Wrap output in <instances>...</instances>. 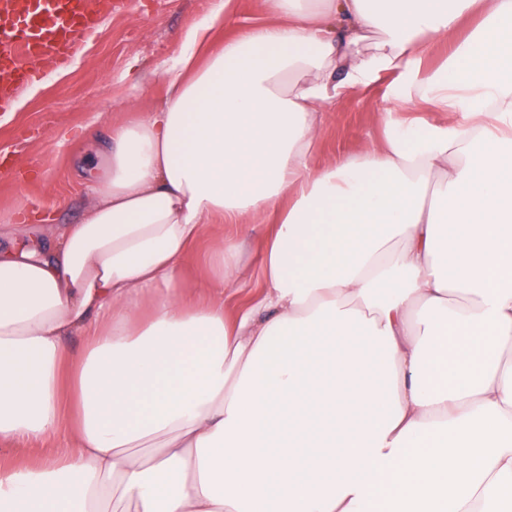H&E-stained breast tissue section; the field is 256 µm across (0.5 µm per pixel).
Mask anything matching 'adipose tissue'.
Segmentation results:
<instances>
[{
	"label": "adipose tissue",
	"instance_id": "ef3b65f1",
	"mask_svg": "<svg viewBox=\"0 0 512 512\" xmlns=\"http://www.w3.org/2000/svg\"><path fill=\"white\" fill-rule=\"evenodd\" d=\"M192 27L91 214L0 254V512H491L512 502V0H263ZM448 55L426 64L432 38ZM404 119L314 164L328 106ZM273 221L226 315L239 240ZM82 337L81 353L62 341ZM231 12L225 18L222 26H217L213 35L217 41H223L224 36H230L246 26L262 21L275 22L276 18L267 16L261 0H233ZM214 223L204 224L199 248L185 260L182 288H186L185 291L187 292L197 293L201 280L208 275L206 256L209 254L211 247L223 237H237L239 240L245 241L249 250L245 271L246 279L249 278L253 290L261 288L258 277L259 249L267 228V219L264 216H256L248 224L234 226Z\"/></svg>",
	"mask_w": 512,
	"mask_h": 512
}]
</instances>
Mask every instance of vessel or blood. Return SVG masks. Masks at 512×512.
<instances>
[{
    "label": "vessel or blood",
    "mask_w": 512,
    "mask_h": 512,
    "mask_svg": "<svg viewBox=\"0 0 512 512\" xmlns=\"http://www.w3.org/2000/svg\"><path fill=\"white\" fill-rule=\"evenodd\" d=\"M114 0H0V109L9 106L17 84L32 79L35 64L66 61L68 51L96 25Z\"/></svg>",
    "instance_id": "vessel-or-blood-1"
}]
</instances>
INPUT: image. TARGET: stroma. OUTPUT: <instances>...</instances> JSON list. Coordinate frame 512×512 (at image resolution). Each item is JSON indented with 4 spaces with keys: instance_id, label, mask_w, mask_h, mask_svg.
I'll return each instance as SVG.
<instances>
[{
    "instance_id": "stroma-1",
    "label": "stroma",
    "mask_w": 512,
    "mask_h": 512,
    "mask_svg": "<svg viewBox=\"0 0 512 512\" xmlns=\"http://www.w3.org/2000/svg\"><path fill=\"white\" fill-rule=\"evenodd\" d=\"M216 0H126L103 15L62 67L41 65L38 92L22 86L25 106L0 110V251L30 238L53 242L62 225L81 223L97 201L113 126L163 99V61L177 56L187 31L208 20ZM391 77L328 107L318 133L316 166L357 155L379 143L388 112ZM265 217L249 223L205 225L185 261L183 288L196 292L208 275L206 257L224 238L245 241V271L259 288V249Z\"/></svg>"
}]
</instances>
